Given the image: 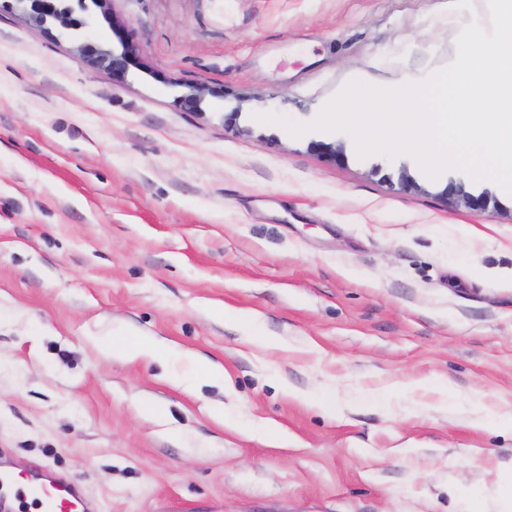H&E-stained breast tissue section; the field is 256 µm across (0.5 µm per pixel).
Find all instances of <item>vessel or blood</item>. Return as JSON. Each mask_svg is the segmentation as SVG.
I'll return each instance as SVG.
<instances>
[{"mask_svg":"<svg viewBox=\"0 0 512 512\" xmlns=\"http://www.w3.org/2000/svg\"><path fill=\"white\" fill-rule=\"evenodd\" d=\"M12 495L19 502H32L40 512H85L77 486L30 475L21 479L0 472V500Z\"/></svg>","mask_w":512,"mask_h":512,"instance_id":"vessel-or-blood-1","label":"vessel or blood"}]
</instances>
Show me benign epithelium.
Listing matches in <instances>:
<instances>
[{
	"label": "benign epithelium",
	"instance_id": "7a95c632",
	"mask_svg": "<svg viewBox=\"0 0 512 512\" xmlns=\"http://www.w3.org/2000/svg\"><path fill=\"white\" fill-rule=\"evenodd\" d=\"M17 7L39 25L51 23L61 29L70 38L79 43V49L95 66H103L120 79L125 77L129 59L136 54V48L126 42L121 43L117 52L107 41L88 44L81 41V31L92 21V7L105 8L107 0H14ZM211 93L203 82L186 84L183 101L194 107L205 95ZM446 195L455 203H463L473 209H482L490 201V196L483 193L474 196L461 186L447 187Z\"/></svg>",
	"mask_w": 512,
	"mask_h": 512
}]
</instances>
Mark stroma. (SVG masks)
<instances>
[{
  "label": "stroma",
  "mask_w": 512,
  "mask_h": 512,
  "mask_svg": "<svg viewBox=\"0 0 512 512\" xmlns=\"http://www.w3.org/2000/svg\"><path fill=\"white\" fill-rule=\"evenodd\" d=\"M106 9L88 39L139 47L122 79L0 0V468L72 482L88 512H503L512 194L313 126L350 82L449 65L488 0ZM452 183L491 201L450 205ZM116 334L171 356L122 359ZM187 353L223 374L189 381ZM233 319L238 323L245 336L254 342L262 344H273L277 342V338L273 336H265L260 329L259 317L254 312L236 311L232 314Z\"/></svg>",
  "instance_id": "stroma-1"
}]
</instances>
